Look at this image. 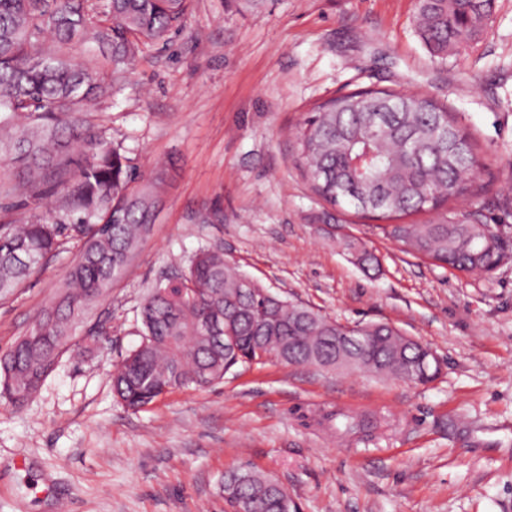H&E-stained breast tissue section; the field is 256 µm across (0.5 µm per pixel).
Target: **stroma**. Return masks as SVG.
Listing matches in <instances>:
<instances>
[{
    "label": "stroma",
    "instance_id": "obj_1",
    "mask_svg": "<svg viewBox=\"0 0 512 512\" xmlns=\"http://www.w3.org/2000/svg\"><path fill=\"white\" fill-rule=\"evenodd\" d=\"M418 0H191L166 42L142 46L92 120L137 171L165 179L164 204L137 256L89 311L107 330L63 354L23 407L0 400V512H229L227 471L275 478L296 512H512V262L461 274L325 205L295 162L315 104L353 89L425 95L476 142L477 215L512 242V0H495L466 50L434 58ZM219 206L224 220L201 223ZM379 260L364 271L345 237ZM218 246L290 302L341 323L389 322L442 363L433 382L386 380L277 360L239 365L133 411L112 369L139 341L148 291ZM80 248L62 239L0 297V354L54 298ZM368 413L371 436L341 435L323 411Z\"/></svg>",
    "mask_w": 512,
    "mask_h": 512
}]
</instances>
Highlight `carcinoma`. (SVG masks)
<instances>
[{"mask_svg":"<svg viewBox=\"0 0 512 512\" xmlns=\"http://www.w3.org/2000/svg\"><path fill=\"white\" fill-rule=\"evenodd\" d=\"M494 0H419L418 30L429 52L469 48ZM188 0H0V198L20 199L28 215L0 205V296L11 294L54 256L59 237L81 241L50 305L29 333L0 355V398L24 406L72 342L91 304L106 297L155 223L161 181H145L126 151L89 119L112 96V75L140 47L181 26ZM297 161L313 192L332 207L388 222L386 235L462 273H491L512 258L488 224L448 216L471 191L476 145L448 109L418 94L353 90L316 106L297 129ZM59 196L55 218L43 200ZM429 213L423 224H397ZM360 266L376 258L359 241ZM139 344L112 374L128 409L168 392L206 387L238 364L275 354L289 364L345 368L428 384L440 362L419 340L388 323L350 326L292 304L226 259L200 250L186 269L151 289L141 306ZM348 433L367 416L336 412ZM249 469L224 474V500L237 512H292L288 491Z\"/></svg>","mask_w":512,"mask_h":512,"instance_id":"1","label":"carcinoma"}]
</instances>
